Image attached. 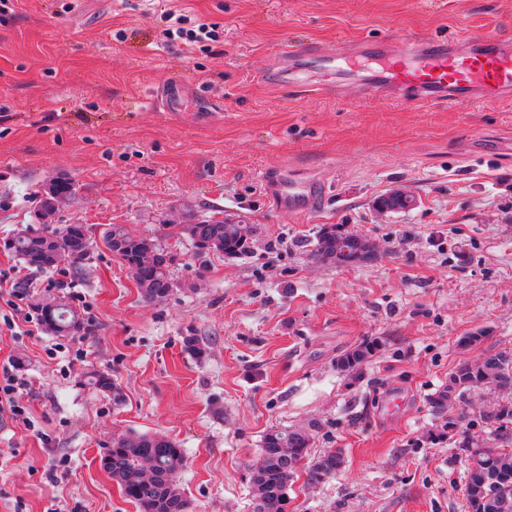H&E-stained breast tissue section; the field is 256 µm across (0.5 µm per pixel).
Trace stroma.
Returning a JSON list of instances; mask_svg holds the SVG:
<instances>
[{"mask_svg":"<svg viewBox=\"0 0 512 512\" xmlns=\"http://www.w3.org/2000/svg\"><path fill=\"white\" fill-rule=\"evenodd\" d=\"M216 22L187 52L163 44L164 13ZM512 41V0H8L0 6V276L30 281L24 306L58 297L79 334L27 335L0 321V364L27 379L35 430L0 416V512H139L101 455L113 435L160 433L183 448L192 512H252L251 471L272 428H311V455L341 471L297 473L288 512H465L467 459L431 441L428 399L459 363L512 353V99L441 103L338 99L358 71L309 70L305 42L338 38ZM179 76L193 101L165 107ZM293 170L324 185L297 217L261 177ZM71 181L58 224L89 229L74 268L29 269L4 246L41 228L49 186ZM417 201L378 213V198ZM233 215L251 250L199 256L176 223ZM113 224L156 239L173 290L144 301L104 242ZM378 242L358 267L312 259L322 227ZM207 347L198 358L186 337ZM380 348L356 377L337 357ZM109 374L122 400L96 391Z\"/></svg>","mask_w":512,"mask_h":512,"instance_id":"stroma-1","label":"stroma"}]
</instances>
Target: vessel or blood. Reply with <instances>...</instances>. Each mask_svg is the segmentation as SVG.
<instances>
[{"instance_id":"obj_1","label":"vessel or blood","mask_w":512,"mask_h":512,"mask_svg":"<svg viewBox=\"0 0 512 512\" xmlns=\"http://www.w3.org/2000/svg\"><path fill=\"white\" fill-rule=\"evenodd\" d=\"M300 56L318 59L332 70L352 63H368L361 79L337 85L339 97L393 101L405 96L418 107L427 104L497 102L512 97V41L496 37H457L443 40L337 41L324 48L302 45ZM265 187L278 209L305 215L316 207V180L283 175L266 181Z\"/></svg>"}]
</instances>
